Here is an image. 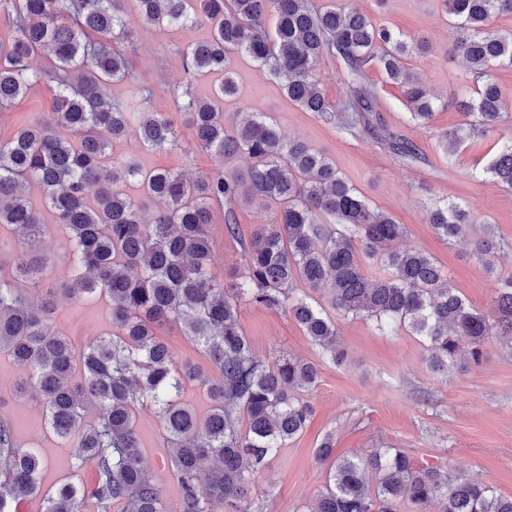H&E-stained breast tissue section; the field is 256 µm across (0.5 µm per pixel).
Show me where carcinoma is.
Returning <instances> with one entry per match:
<instances>
[{
    "label": "carcinoma",
    "mask_w": 512,
    "mask_h": 512,
    "mask_svg": "<svg viewBox=\"0 0 512 512\" xmlns=\"http://www.w3.org/2000/svg\"><path fill=\"white\" fill-rule=\"evenodd\" d=\"M441 4L454 19L450 54L465 62L476 87V96L457 99L456 107L475 118L468 130L492 133L503 121V99L489 71L512 67V34L493 30L491 22L512 15V0ZM131 9L148 25L210 29L208 39L187 47L183 60L193 75L223 73L214 97L200 99L188 87L174 92L190 144L218 163L210 175L190 180L112 156V145L133 124L149 149L184 144L172 120L146 108L151 89L137 88L123 104L105 93L108 83L130 75L121 45L133 38L126 20ZM0 17L11 29L9 39H0V109L41 84L55 93L53 112L0 137V226L10 227L20 244L13 277H0V351L21 370L16 393L34 396L48 429L73 443L76 459L96 466L90 486L67 481L42 492L44 461L16 443L12 422L1 416L0 512H17L20 501L37 494L44 512H85L90 500L97 512H168L161 486L143 464V407L154 408L170 448L177 512H214L220 503L250 512L251 476L311 416L298 392L314 384L317 368L286 352L271 364L257 357L239 323L242 300L287 309L337 366L347 361L336 340L337 313L372 321L383 332L406 328L424 338L430 368L441 374L462 348L480 363L492 336L512 352V277L488 311L470 307L431 256L393 248L405 226L373 210L328 158L282 137L261 112L228 125L219 105L236 90L229 71L234 53L281 81L288 99L305 111L351 130L372 111L373 92L359 84L351 102L332 104L316 66L333 57L355 80L372 63L383 66L403 85L412 117L427 121L433 99L401 66L423 46L375 26L356 9L318 8L313 0H0ZM39 55L49 64L36 69L32 60ZM384 141L405 160L420 158L410 141L391 133ZM240 155L250 160L246 168H224ZM487 172L512 188V138L497 146ZM131 180L162 208L153 211L126 195L121 184ZM32 186L41 191L39 207L28 196ZM255 199L264 210L242 243L243 272L219 287L209 271L212 212H224V230L234 237L236 206ZM45 210L74 245V273L59 283L46 275ZM427 216L450 242L470 228L467 211L455 204L433 202ZM502 248L486 226L473 254L493 274ZM375 263L384 274L371 279L364 269ZM299 283L307 291L298 290ZM313 292L326 293L330 309ZM97 296L110 301L112 331L78 350L56 329L57 303ZM166 323L180 324L197 341L211 370L175 362L156 334ZM188 384L206 392L205 415L183 401ZM332 453L327 437L317 448L319 460L331 461L327 483L307 512H397L403 500L412 512L435 503L439 512H512V498L441 466L417 465L399 448L352 458Z\"/></svg>",
    "instance_id": "carcinoma-1"
}]
</instances>
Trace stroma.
<instances>
[{
  "instance_id": "stroma-1",
  "label": "stroma",
  "mask_w": 512,
  "mask_h": 512,
  "mask_svg": "<svg viewBox=\"0 0 512 512\" xmlns=\"http://www.w3.org/2000/svg\"><path fill=\"white\" fill-rule=\"evenodd\" d=\"M346 4L366 13L375 24L398 30L408 41L425 46L424 51L406 57L403 66L437 99L429 123L412 119L401 85L388 80L381 68L371 66L364 79L374 93L372 125L414 143L421 154L418 161L394 155L372 132L350 135L304 111L288 101L280 82L260 76L246 58L232 63L237 93L225 98L224 117L231 122L246 110L268 113L284 137L301 139L323 153L372 208L405 225L399 248L429 254L447 271L461 297L479 310H488L502 279L512 276V191L486 173L485 167L494 143L512 136V123L502 122L484 137L465 138L458 150L447 148L446 134L466 122L452 102L472 92L473 84L466 66L448 51L451 27L440 0H346ZM130 26L134 39L126 52L131 76L108 85L112 101H127L136 86L145 85L153 91L148 109L176 120L180 114L174 89L187 85L197 97L211 98L215 77L188 74L182 56L189 44L208 36L207 28L172 32L143 24L135 16ZM316 73L330 101L341 104L351 98L353 84L340 61L324 58ZM52 102L50 86L32 89L13 106L0 110V136L10 135L33 116L51 112ZM113 151L116 156L137 159L145 168L170 169L190 179L216 167L213 158L199 149L147 150L134 133L117 142ZM443 199L470 210L472 238L487 226L496 240L508 245L496 275H489L473 257L469 240L447 241L427 223L426 205ZM255 209V204L245 202L237 207L240 236L236 239L226 234L223 214H214L208 230L210 270L216 281L231 280L239 272L241 241L253 229ZM43 247L49 258L48 277L64 281L72 267L73 243L68 233L51 229ZM239 321L260 359L273 361L284 350L316 363L319 370L315 386L301 393L312 409L305 429L252 478V512H303L326 484L329 465L317 460L315 452L328 437L338 457L399 448L417 464L447 467L486 484L497 496L512 497V355L497 340L486 343L481 365H474L464 353L443 376L429 370L419 337L405 330L385 335L362 318L336 319L338 340L349 354L341 366L321 360L288 310L244 304L239 308ZM56 325L75 347H84L110 330L108 304L101 298L63 303ZM18 376L12 359L0 353V414L13 422L20 445L38 449L43 457L44 486L65 478L92 484L94 463L77 464L72 444L47 433L36 401L12 396ZM138 423L146 466L159 480L171 512H176L179 488L168 473L160 424L146 409Z\"/></svg>"
}]
</instances>
